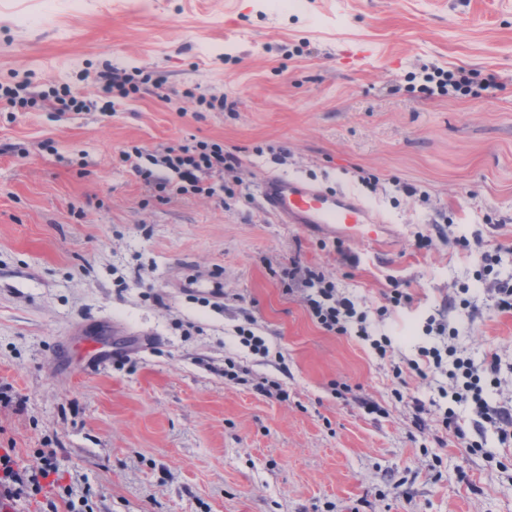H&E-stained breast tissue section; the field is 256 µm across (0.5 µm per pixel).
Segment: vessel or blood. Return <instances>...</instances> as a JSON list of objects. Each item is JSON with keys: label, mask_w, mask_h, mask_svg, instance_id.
<instances>
[{"label": "vessel or blood", "mask_w": 512, "mask_h": 512, "mask_svg": "<svg viewBox=\"0 0 512 512\" xmlns=\"http://www.w3.org/2000/svg\"><path fill=\"white\" fill-rule=\"evenodd\" d=\"M262 207L282 224H305L348 243L377 245L386 226L362 202L299 178L265 175L255 185Z\"/></svg>", "instance_id": "b4317fda"}]
</instances>
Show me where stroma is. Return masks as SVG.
Segmentation results:
<instances>
[{
	"label": "stroma",
	"mask_w": 512,
	"mask_h": 512,
	"mask_svg": "<svg viewBox=\"0 0 512 512\" xmlns=\"http://www.w3.org/2000/svg\"><path fill=\"white\" fill-rule=\"evenodd\" d=\"M42 10L0 0V84L97 100L116 68L151 85L112 112H0V448L32 467L35 449H61L95 512H512V447L489 430L470 453L442 431L434 383L406 374L396 400L389 363L325 332L270 274L294 259L335 278L399 360L436 344L424 322L447 312L474 360L501 355L512 390V311L477 276L488 252L512 278V0H59L44 22H15ZM426 66L502 86L427 96ZM193 138L239 149L230 202L161 198L121 159ZM266 174L355 194L390 224L386 248L277 223L255 197ZM396 281L414 304L378 317ZM218 283L223 299L201 305ZM455 285L471 306L449 312ZM245 309L271 357L239 345ZM101 324L104 349L128 358L91 372L76 345ZM228 356L248 384L225 382ZM265 378L287 400L257 393Z\"/></svg>",
	"instance_id": "1"
}]
</instances>
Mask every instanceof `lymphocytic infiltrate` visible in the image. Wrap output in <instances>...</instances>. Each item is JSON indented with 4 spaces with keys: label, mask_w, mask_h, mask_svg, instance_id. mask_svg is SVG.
Listing matches in <instances>:
<instances>
[{
    "label": "lymphocytic infiltrate",
    "mask_w": 512,
    "mask_h": 512,
    "mask_svg": "<svg viewBox=\"0 0 512 512\" xmlns=\"http://www.w3.org/2000/svg\"><path fill=\"white\" fill-rule=\"evenodd\" d=\"M424 80L436 84L444 95H466L476 89L490 93L500 87L498 76L490 74L477 80L471 71L462 67L453 71L435 70L425 74ZM143 155L140 147L133 146L123 151L122 158L146 186L160 193L211 197L221 192L230 199L236 195L233 184L219 185L213 181L214 176L237 173L242 168L237 152L225 149L223 144L196 139L178 143L166 147L148 167L141 163ZM278 276L286 293L303 291L310 316L324 331L335 335L353 334L367 342L379 359L392 360L390 339L373 337L366 312L359 310L332 278L296 262L282 268ZM426 331L440 336V345L419 347L416 357L407 360L405 366H394V376L409 371L422 378L431 372L445 377V385L438 388L440 397L448 401L441 417L443 429L473 453L482 451L481 436L489 427L496 431L501 447H511L512 403H492L486 398L487 387L501 384V356L493 353L474 361L458 345L456 329L445 320L429 318ZM463 409L471 416L472 429H465L460 421L459 412ZM36 455L40 464L31 467L22 463L12 449L0 451L1 507L16 512L18 505L25 502L35 505L36 512H94L90 488L77 489L63 484L59 449L40 448Z\"/></svg>",
    "instance_id": "f902f5d3"
}]
</instances>
